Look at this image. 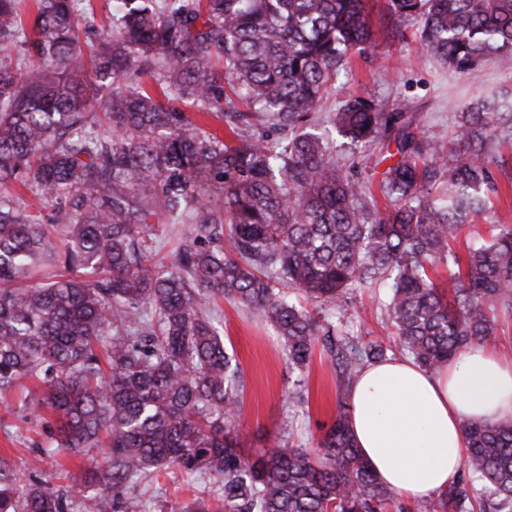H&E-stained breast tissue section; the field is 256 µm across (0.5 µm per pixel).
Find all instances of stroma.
Listing matches in <instances>:
<instances>
[{
    "mask_svg": "<svg viewBox=\"0 0 512 512\" xmlns=\"http://www.w3.org/2000/svg\"><path fill=\"white\" fill-rule=\"evenodd\" d=\"M373 43L365 57H353L347 71L337 81V94L327 99L324 112H332L338 97L358 94L374 97L386 106L402 105L414 115L419 130L430 136L451 139L456 114L472 100H489L497 106L512 104V73L500 69L497 61L485 59L466 74H458L424 49L415 28H393L374 8ZM512 225V195L502 194L491 210L464 226L453 248L465 255L466 246L489 238L493 226ZM383 289H358L344 308L337 312L338 326L353 336L388 338L393 329L380 303ZM224 331V346L235 354L242 369L240 434L246 453L274 447L281 442L310 451L316 450L322 425L336 416L343 392L336 380V367L330 354L316 349L305 371L293 370L285 347L275 329L258 321L228 301H220L214 313ZM33 382H25L0 395V455L10 458L14 469L30 476L55 482L65 470L91 465L88 456L53 453L36 456L35 444L46 442L41 423L27 420L23 404L27 396H39ZM143 512H174L196 499H207L212 512H221L216 486L198 473L161 469L140 482L137 488Z\"/></svg>",
    "mask_w": 512,
    "mask_h": 512,
    "instance_id": "stroma-1",
    "label": "stroma"
}]
</instances>
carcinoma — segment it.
Segmentation results:
<instances>
[{"label": "carcinoma", "mask_w": 512, "mask_h": 512, "mask_svg": "<svg viewBox=\"0 0 512 512\" xmlns=\"http://www.w3.org/2000/svg\"><path fill=\"white\" fill-rule=\"evenodd\" d=\"M79 2L40 0L28 30L20 0H0V51L30 60L28 71L0 65V187L19 183L48 211L0 192V394L38 380L30 415L51 440L40 451L97 449L103 463L66 472L75 500L1 456L0 512H142L133 486L160 468L213 480L224 512H386L394 493L359 453L345 401L317 453L244 456L241 367L211 300L273 326L299 371L323 342L346 386L385 342L350 339L284 289L336 310L351 290L386 288L398 345L429 370L486 341L512 320V225L464 262L452 243L500 177L512 182V108L471 104L445 145L357 95L320 129L339 70L372 42L366 0H113L112 21L93 30ZM386 8L456 73L488 56L512 70V0ZM338 136L353 153L395 142L386 211L336 163ZM154 220L193 225L169 263ZM442 263L457 267L445 283L432 277ZM461 428L480 512H508L512 419ZM470 492L460 479L430 512H467Z\"/></svg>", "instance_id": "cac0c4a2"}]
</instances>
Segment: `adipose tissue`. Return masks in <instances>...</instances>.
I'll return each mask as SVG.
<instances>
[{
    "instance_id": "adipose-tissue-1",
    "label": "adipose tissue",
    "mask_w": 512,
    "mask_h": 512,
    "mask_svg": "<svg viewBox=\"0 0 512 512\" xmlns=\"http://www.w3.org/2000/svg\"><path fill=\"white\" fill-rule=\"evenodd\" d=\"M349 428L378 481L410 503L447 491L459 477L461 422L512 419V361L486 345L440 370L409 358L367 364L348 398Z\"/></svg>"
}]
</instances>
